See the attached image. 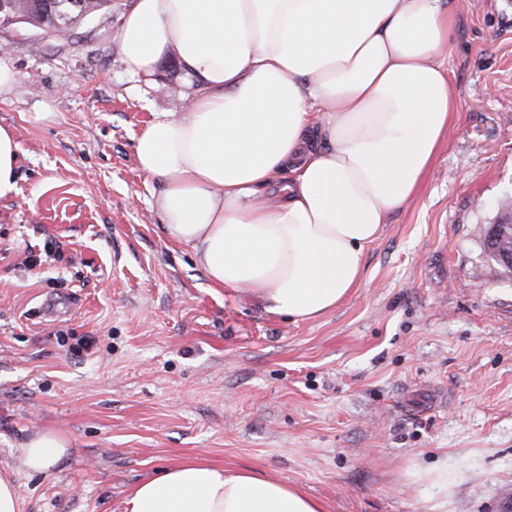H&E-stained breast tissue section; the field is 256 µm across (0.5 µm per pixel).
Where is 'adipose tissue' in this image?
<instances>
[{
  "instance_id": "1",
  "label": "adipose tissue",
  "mask_w": 512,
  "mask_h": 512,
  "mask_svg": "<svg viewBox=\"0 0 512 512\" xmlns=\"http://www.w3.org/2000/svg\"><path fill=\"white\" fill-rule=\"evenodd\" d=\"M445 0H135L118 31L130 72L176 54L181 116L153 113L138 167L163 190L170 238L211 284L250 289L272 315L323 316L358 287L366 248L414 197L456 104ZM24 446L41 473L67 451ZM127 512H324L301 488L191 460L129 494Z\"/></svg>"
}]
</instances>
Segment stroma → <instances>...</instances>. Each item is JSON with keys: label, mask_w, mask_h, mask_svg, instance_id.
<instances>
[{"label": "stroma", "mask_w": 512, "mask_h": 512, "mask_svg": "<svg viewBox=\"0 0 512 512\" xmlns=\"http://www.w3.org/2000/svg\"><path fill=\"white\" fill-rule=\"evenodd\" d=\"M134 0L49 34L0 18L20 153L0 201V474L22 512H125L191 459L301 487L326 512H512V280L479 268L512 195V0H454L457 105L421 189L367 247L359 288L309 321L210 284L166 234L135 144L183 112L175 56L126 67ZM50 107L53 121L30 113ZM70 446L49 472L23 447ZM447 467L438 497L409 470ZM68 446L69 441L55 431L37 433L24 446L23 464L32 472L47 471L66 453Z\"/></svg>", "instance_id": "35a3bbf8"}]
</instances>
